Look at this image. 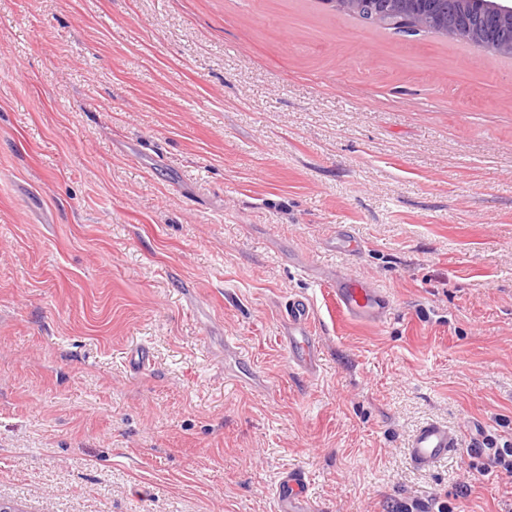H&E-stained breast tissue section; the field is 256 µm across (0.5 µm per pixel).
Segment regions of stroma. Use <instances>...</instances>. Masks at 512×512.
<instances>
[{"label": "stroma", "instance_id": "35a3bbf8", "mask_svg": "<svg viewBox=\"0 0 512 512\" xmlns=\"http://www.w3.org/2000/svg\"><path fill=\"white\" fill-rule=\"evenodd\" d=\"M340 274L383 325L337 310ZM430 419L462 449L422 471ZM487 439L512 442V57L322 0H0L1 501L277 512L298 469L319 512H512ZM334 295L341 313L356 322L382 325L391 311L388 296L361 280L337 278ZM282 320L283 336H286L292 362L307 376H314L318 369V345L312 336L308 302L293 300L288 304Z\"/></svg>", "mask_w": 512, "mask_h": 512}]
</instances>
